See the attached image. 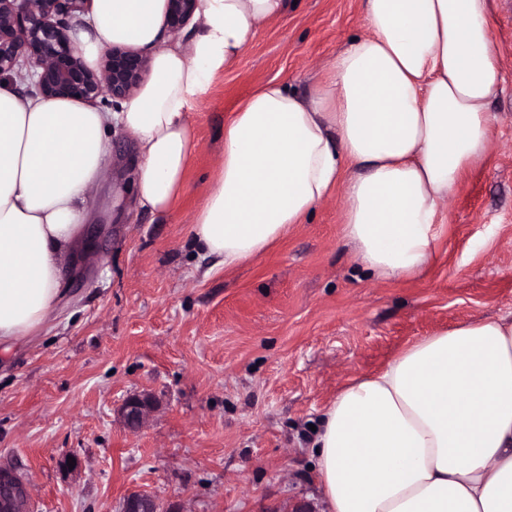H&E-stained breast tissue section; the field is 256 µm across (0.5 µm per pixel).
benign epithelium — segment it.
I'll return each mask as SVG.
<instances>
[{"label": "benign epithelium", "mask_w": 512, "mask_h": 512, "mask_svg": "<svg viewBox=\"0 0 512 512\" xmlns=\"http://www.w3.org/2000/svg\"><path fill=\"white\" fill-rule=\"evenodd\" d=\"M90 0H0V77L11 76L28 84L45 99L79 100L112 107L132 96L148 73L146 57L138 51L114 46L100 67L87 68L71 32ZM198 0H165L164 27L179 34L192 20ZM157 409L146 392L127 396L119 407L124 426L140 432ZM0 512H32L29 479L10 462L0 461ZM118 512H188L139 489L130 490Z\"/></svg>", "instance_id": "obj_1"}]
</instances>
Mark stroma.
Returning <instances> with one entry per match:
<instances>
[{"mask_svg": "<svg viewBox=\"0 0 512 512\" xmlns=\"http://www.w3.org/2000/svg\"><path fill=\"white\" fill-rule=\"evenodd\" d=\"M492 0L500 90L486 160L449 197L423 276L380 281L355 265L331 196L265 253L209 269L190 247L224 124L257 87L309 93L363 35L362 0H297L218 71L190 114L186 189L166 216L138 213L131 134L113 128L109 176L84 227L105 265L73 262L41 338L0 347V460L34 485L35 512H116L131 489L189 512H326L311 427L351 377L406 344L512 311V8ZM159 408L137 434L118 409ZM76 454L65 475L57 461ZM157 409V401L150 393L139 392L127 396L119 407L124 426L132 433L140 432Z\"/></svg>", "mask_w": 512, "mask_h": 512, "instance_id": "stroma-1", "label": "stroma"}]
</instances>
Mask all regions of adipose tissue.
Instances as JSON below:
<instances>
[{
    "label": "adipose tissue",
    "instance_id": "obj_1",
    "mask_svg": "<svg viewBox=\"0 0 512 512\" xmlns=\"http://www.w3.org/2000/svg\"><path fill=\"white\" fill-rule=\"evenodd\" d=\"M165 0H93L80 33L96 68L112 45L151 48L116 113L23 101L0 80V343L38 335L119 125L135 141L138 209L172 212L189 166L190 111L288 0H199L189 49L162 46ZM489 0H364L365 32L310 97L258 87L224 125L215 185L191 245L214 267L264 253L331 194L356 260L384 280L429 266L441 208L486 154L499 88ZM311 447L328 512H512V312L403 347L326 406Z\"/></svg>",
    "mask_w": 512,
    "mask_h": 512
}]
</instances>
